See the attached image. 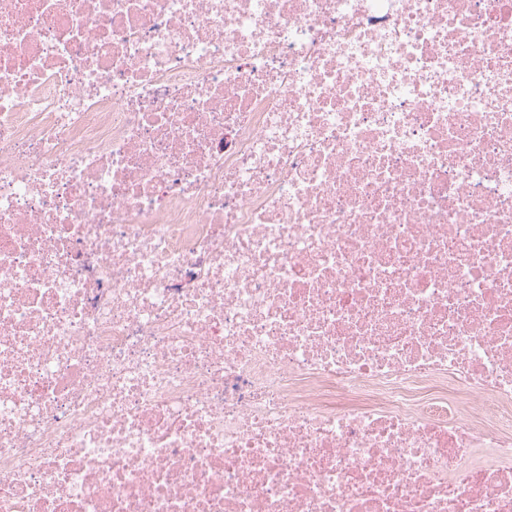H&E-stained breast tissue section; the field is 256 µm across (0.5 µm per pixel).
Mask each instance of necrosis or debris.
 <instances>
[{
	"label": "necrosis or debris",
	"instance_id": "1",
	"mask_svg": "<svg viewBox=\"0 0 512 512\" xmlns=\"http://www.w3.org/2000/svg\"><path fill=\"white\" fill-rule=\"evenodd\" d=\"M0 512H512V0H0Z\"/></svg>",
	"mask_w": 512,
	"mask_h": 512
}]
</instances>
